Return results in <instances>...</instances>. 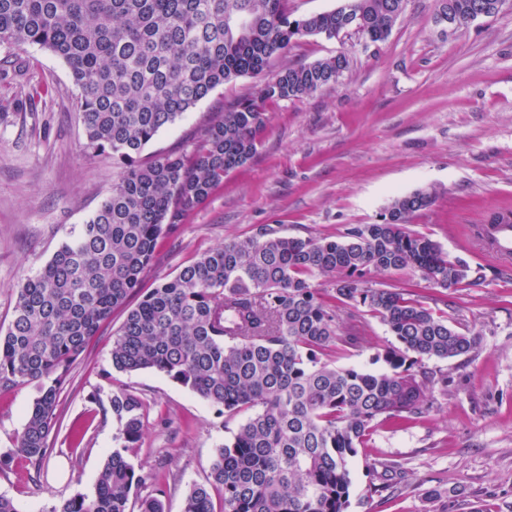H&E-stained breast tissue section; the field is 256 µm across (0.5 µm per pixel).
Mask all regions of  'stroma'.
<instances>
[{
	"label": "stroma",
	"instance_id": "35a3bbf8",
	"mask_svg": "<svg viewBox=\"0 0 512 512\" xmlns=\"http://www.w3.org/2000/svg\"><path fill=\"white\" fill-rule=\"evenodd\" d=\"M437 5L406 0L378 44L352 33L291 46L286 62L343 52L350 69L337 83L268 107L256 155L159 239L142 281L143 289L155 288L261 225L291 237H335L377 222L396 196L437 189L435 203L408 228L470 265V277L448 291V314L481 343L468 359L423 360L424 370L447 377V389L435 392L421 421L379 427L372 448L352 458L347 512H512V259L489 258L467 232L512 213V0L452 33L435 23ZM17 58L27 81L0 78V329L11 319L15 286L39 273L72 228L90 218L119 172L111 155L84 151L68 67L37 46L0 45V60ZM44 83L49 94L19 109L31 85ZM256 85L244 77L218 87L162 128L144 157L191 152L202 128ZM125 316L114 311L74 364L40 478L19 459L0 472V494L19 512H49L76 494H93L121 441L119 424L91 394L105 400L126 390L142 400L144 434L126 456L152 476L138 497L163 488L166 512H182L215 448L242 423L155 371L114 369L112 337ZM367 322L368 347L338 351L336 366L384 369L373 356L395 339L377 318ZM36 395L32 386L0 392V454L13 448ZM383 460L399 462L406 477L380 498L368 493L369 471Z\"/></svg>",
	"mask_w": 512,
	"mask_h": 512
}]
</instances>
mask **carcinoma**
Segmentation results:
<instances>
[{
  "instance_id": "carcinoma-1",
  "label": "carcinoma",
  "mask_w": 512,
  "mask_h": 512,
  "mask_svg": "<svg viewBox=\"0 0 512 512\" xmlns=\"http://www.w3.org/2000/svg\"><path fill=\"white\" fill-rule=\"evenodd\" d=\"M346 1L364 18L366 42L385 41L404 0ZM456 28L502 0H438ZM336 9L294 17L288 0H0V44L38 45L61 59L80 92L85 150L112 155L118 181L86 223L44 268L16 287L12 319L0 335V391L35 383L34 399L0 472L20 458L41 469L50 451L59 395L88 339L117 309L126 318L112 338V366L154 370L228 415L249 413L215 449L206 480L182 512H347L350 459L384 422L403 427L429 412L427 392L447 378L420 372L425 359L468 356L478 334L448 320L408 288H374L375 272L411 270L448 290L470 266L408 230L431 207L432 189L394 198L375 224L337 237L296 238L260 226L213 248L144 292L141 275L158 239L194 211L257 151L267 107L336 82L350 67L340 53L288 64L271 61L307 36L336 37ZM260 79L253 95L206 126L192 157L142 152L165 126L214 89ZM316 275L333 288L315 287ZM139 297L129 307L133 297ZM361 306L397 344L375 356L386 369L336 367L326 360L364 347L368 323L343 306ZM121 426L93 494H76L49 512H131L146 482L125 456L144 427L143 403L128 391L108 398Z\"/></svg>"
}]
</instances>
